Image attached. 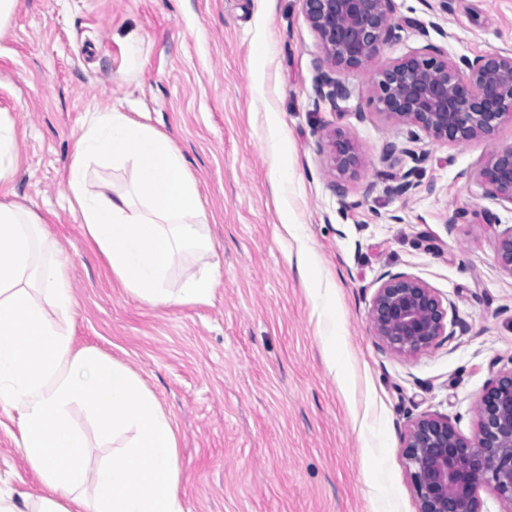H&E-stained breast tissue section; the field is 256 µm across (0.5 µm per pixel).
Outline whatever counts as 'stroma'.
I'll return each instance as SVG.
<instances>
[{
    "mask_svg": "<svg viewBox=\"0 0 512 512\" xmlns=\"http://www.w3.org/2000/svg\"><path fill=\"white\" fill-rule=\"evenodd\" d=\"M394 7L401 38L374 67L430 43L452 61L512 51V0ZM321 56L300 0H18L0 29V118L19 152L0 202L45 217L66 258L76 304L58 325L73 348L125 365L171 416L186 512H417L410 420L444 417L472 438L479 397L512 367V276L496 256L512 205L476 179L490 150L512 145V121L489 140L409 142L369 103L374 67L344 74L348 100L318 98ZM112 109L169 135L198 182L211 250L182 257L169 285L216 269L209 303L153 307L127 293L69 205L80 128ZM274 125L282 158L267 148ZM334 132L355 144L357 177L329 173ZM284 158L281 199L269 174ZM413 167L414 188L398 193ZM87 176L109 195L136 179L108 161L90 162ZM285 211L298 236L282 227ZM483 211L495 226L469 223ZM302 253L336 287L326 316ZM386 273L417 277L447 307L448 333L428 350L402 357L374 336L369 311ZM331 323L345 386L322 357ZM19 438L17 413L0 410V490L42 496Z\"/></svg>",
    "mask_w": 512,
    "mask_h": 512,
    "instance_id": "obj_1",
    "label": "stroma"
}]
</instances>
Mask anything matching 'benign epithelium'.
<instances>
[{"instance_id":"obj_1","label":"benign epithelium","mask_w":512,"mask_h":512,"mask_svg":"<svg viewBox=\"0 0 512 512\" xmlns=\"http://www.w3.org/2000/svg\"><path fill=\"white\" fill-rule=\"evenodd\" d=\"M317 34L322 71L316 93L331 101L351 91L340 79L360 71L399 40L393 0H301ZM369 102L408 128L409 141L430 138L453 144L490 139L512 120V53L494 52L452 62L428 44L398 57L372 76ZM353 143L337 133L330 141V170L356 174ZM498 202L512 204V146L497 148L478 171ZM497 261L512 276V227L497 235ZM448 309L418 278L386 273L369 311L374 335L398 355L418 354L445 335ZM471 441L448 419L420 416L409 425L405 459L417 492L418 512H482L478 490L489 487L500 512H512V368L501 369L479 398Z\"/></svg>"}]
</instances>
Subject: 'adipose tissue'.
I'll return each mask as SVG.
<instances>
[{
  "label": "adipose tissue",
  "mask_w": 512,
  "mask_h": 512,
  "mask_svg": "<svg viewBox=\"0 0 512 512\" xmlns=\"http://www.w3.org/2000/svg\"><path fill=\"white\" fill-rule=\"evenodd\" d=\"M95 158L130 166L133 195L91 190L87 164ZM67 187L87 236L128 293L152 306L210 299L209 272L169 286L175 253H204L210 243L198 184L168 135L126 112L88 113ZM43 224L24 205L0 203V409L18 413L22 454L49 490L36 501L22 491L0 493V512H70V504H83L85 443L70 420L77 404L114 447L94 473L91 512H185L171 418L128 368L96 350L73 349L45 315L51 307L70 317L74 296ZM33 287L38 296L30 295Z\"/></svg>",
  "instance_id": "obj_1"
}]
</instances>
